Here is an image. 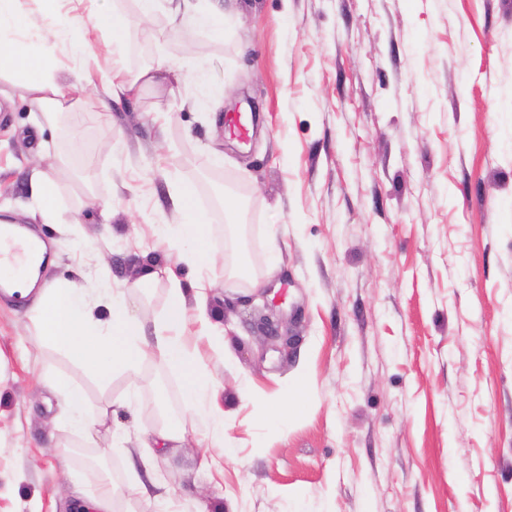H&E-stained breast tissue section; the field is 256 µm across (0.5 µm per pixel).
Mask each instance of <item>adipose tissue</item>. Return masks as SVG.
I'll return each mask as SVG.
<instances>
[{"label":"adipose tissue","instance_id":"ef3b65f1","mask_svg":"<svg viewBox=\"0 0 512 512\" xmlns=\"http://www.w3.org/2000/svg\"><path fill=\"white\" fill-rule=\"evenodd\" d=\"M15 2L0 0V74L22 76L24 89L46 107L47 118H56L64 111L67 97L49 62L50 45L45 42L32 47ZM159 77L160 71L155 67L134 77L115 68L102 71L100 85H93L78 74L69 86L87 94L103 90L110 100L133 94L139 86L154 83ZM177 193L183 221L161 225L159 232L176 250L179 260L211 267L212 227L190 188L178 187ZM128 292L105 284L92 297L73 281L59 279L44 289L32 311L42 335L59 351L90 365L100 381H109L117 373L136 374L144 362L157 361L180 372L184 407L199 408L213 390L214 380L199 363L185 335L188 312L181 289L171 285L164 318L151 332L132 312ZM51 386L65 400L62 421L73 431L87 436L94 426L105 424V416L90 414L79 384L56 374Z\"/></svg>","mask_w":512,"mask_h":512}]
</instances>
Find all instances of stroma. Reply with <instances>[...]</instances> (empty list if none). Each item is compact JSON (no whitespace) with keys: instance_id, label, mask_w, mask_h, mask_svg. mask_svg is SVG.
Segmentation results:
<instances>
[{"instance_id":"stroma-1","label":"stroma","mask_w":512,"mask_h":512,"mask_svg":"<svg viewBox=\"0 0 512 512\" xmlns=\"http://www.w3.org/2000/svg\"><path fill=\"white\" fill-rule=\"evenodd\" d=\"M193 2L220 4L222 37L164 9L138 23L136 0H18L27 33L55 17L59 83L116 59L183 82L86 94L51 121L20 76L0 79V221L50 244L46 284L128 285L144 256L167 258L224 429L185 411L175 369L100 383L0 297V512H77L72 474L104 472L126 512H153L133 457L179 512H512V0ZM106 9L128 24L118 53L92 22ZM252 113L238 140L228 116ZM34 146L45 173L71 172L57 224L33 201ZM173 176L213 226L205 287L155 233L181 221ZM266 305L288 351L258 338ZM49 369L108 411L121 449L54 424ZM163 413L186 433L153 453Z\"/></svg>"}]
</instances>
